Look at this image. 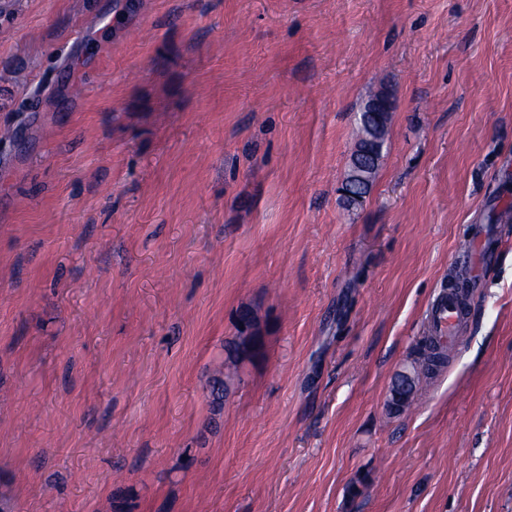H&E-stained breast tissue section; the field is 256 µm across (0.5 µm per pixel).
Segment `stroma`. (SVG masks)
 Returning a JSON list of instances; mask_svg holds the SVG:
<instances>
[{"instance_id": "stroma-1", "label": "stroma", "mask_w": 512, "mask_h": 512, "mask_svg": "<svg viewBox=\"0 0 512 512\" xmlns=\"http://www.w3.org/2000/svg\"><path fill=\"white\" fill-rule=\"evenodd\" d=\"M478 226L460 339L393 411ZM0 492L512 512V0H0ZM385 139L386 138L383 133L382 137L379 139V143H377L378 162L376 164H373L371 167L367 168L366 180L364 182L356 181L352 178V167H351V163H350L349 173H348L346 181H345V186H347L352 193H360V192H369L370 191L373 181H374V178H375V175H376V172H377V169H378V166H379L380 158L382 156V150L384 147Z\"/></svg>"}]
</instances>
